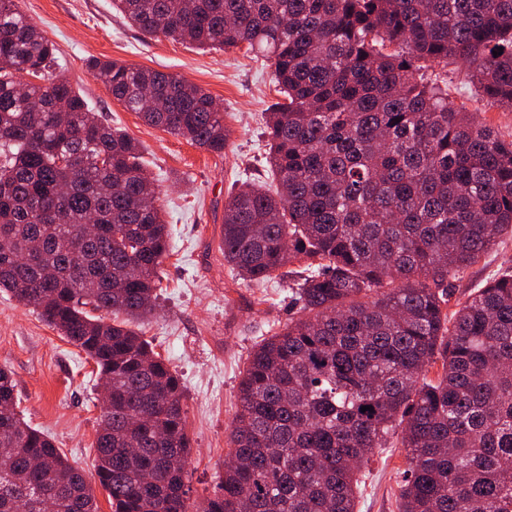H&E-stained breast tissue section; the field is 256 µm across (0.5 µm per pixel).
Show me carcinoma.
Wrapping results in <instances>:
<instances>
[{"mask_svg": "<svg viewBox=\"0 0 512 512\" xmlns=\"http://www.w3.org/2000/svg\"><path fill=\"white\" fill-rule=\"evenodd\" d=\"M113 7L145 37L262 55L282 96L263 118L276 185L232 193L222 251L254 283L305 261L301 315L250 355L219 490L196 512H355L362 469L395 442L399 512H512V271L444 312L448 279L512 231V143L424 72L461 60L512 108V0ZM56 58L16 0H0V291L112 380L95 442L112 512H190L183 386L130 327L156 310L170 229L143 203L140 143L102 121ZM89 67L147 124L224 155V112L202 87ZM91 216L100 231L85 238ZM18 404L0 367V512H97L85 474Z\"/></svg>", "mask_w": 512, "mask_h": 512, "instance_id": "obj_1", "label": "carcinoma"}]
</instances>
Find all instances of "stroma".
I'll list each match as a JSON object with an SVG mask.
<instances>
[{"mask_svg":"<svg viewBox=\"0 0 512 512\" xmlns=\"http://www.w3.org/2000/svg\"><path fill=\"white\" fill-rule=\"evenodd\" d=\"M20 11L58 49V62L108 122L140 142L171 228L161 266L157 310L140 326L144 339L179 376L191 443L189 467L196 492H214L224 471L228 435L238 409L240 376L269 329L296 316L291 274L264 283L239 279L218 249L224 204L236 183L267 178L262 115L280 96L261 58L243 49L202 50L168 38L144 37L112 0H17ZM118 60L174 74L219 102L228 129L223 155L147 125L113 99L88 67L91 59ZM448 94L477 120L512 141V108L491 103L469 70L444 68ZM512 266V233L448 286L466 300ZM12 373L25 420L47 434L69 462L94 478V442L102 384L92 359L50 327L30 306L0 292V367ZM403 449L387 448L365 467L356 512H398Z\"/></svg>","mask_w":512,"mask_h":512,"instance_id":"1","label":"stroma"}]
</instances>
